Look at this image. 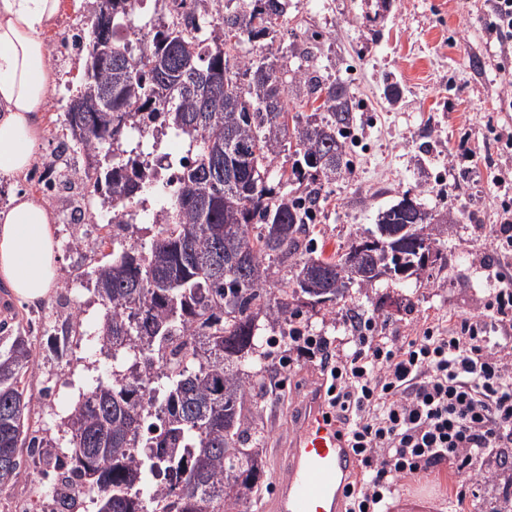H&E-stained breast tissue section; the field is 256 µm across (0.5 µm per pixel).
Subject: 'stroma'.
Segmentation results:
<instances>
[{"label": "stroma", "instance_id": "stroma-1", "mask_svg": "<svg viewBox=\"0 0 512 512\" xmlns=\"http://www.w3.org/2000/svg\"><path fill=\"white\" fill-rule=\"evenodd\" d=\"M88 0H62L56 22L44 34L56 73L50 105L39 126L38 159L16 185L0 183V206L18 189L44 199L53 212L68 197L46 191L40 175L55 165L57 144L66 137L64 105L76 94L86 54L74 35L89 31ZM485 0H298L278 26V43L300 44L319 33L316 64L325 76L349 81L362 106L357 114V160L330 185L317 239L325 254L344 248L356 232L371 228L378 211L411 195L425 205L433 222L447 227L437 261L420 276L381 278L368 292H352L346 302L303 307L301 328L336 346L350 338L351 321L373 317L381 336H415L428 324L447 325L486 317L494 336H512V311L486 315L484 305L512 273V252L494 244L505 219L512 218V54L488 40ZM484 62L472 70L471 58ZM398 87L399 97L388 96ZM58 285L51 296L30 303L0 286V322L23 327L36 339L38 378L33 391L41 405L34 416L42 436L61 448L68 437L61 426L79 393L106 379L112 360L88 340L65 348L52 338L54 326L80 311L83 328L94 332L104 308L89 275L106 261L111 247L91 243L78 252L68 247L70 224L56 222ZM411 299L403 311L390 299ZM262 411L263 446L269 470H276L288 448L291 420L307 391L320 387L319 366L283 367L280 356ZM496 481L483 484L479 497L447 465L403 480L388 501L390 512H499L504 506L503 474L512 472V451L496 463ZM50 466L32 479L0 488V512H26L51 484Z\"/></svg>", "mask_w": 512, "mask_h": 512}]
</instances>
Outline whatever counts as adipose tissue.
Wrapping results in <instances>:
<instances>
[{
  "mask_svg": "<svg viewBox=\"0 0 512 512\" xmlns=\"http://www.w3.org/2000/svg\"><path fill=\"white\" fill-rule=\"evenodd\" d=\"M60 0H0V181L23 175L38 147L39 114L55 80L43 38ZM54 216L41 200L13 196L0 209V280L15 295L45 300L57 283Z\"/></svg>",
  "mask_w": 512,
  "mask_h": 512,
  "instance_id": "adipose-tissue-1",
  "label": "adipose tissue"
}]
</instances>
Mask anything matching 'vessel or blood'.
<instances>
[{"label":"vessel or blood","mask_w":512,"mask_h":512,"mask_svg":"<svg viewBox=\"0 0 512 512\" xmlns=\"http://www.w3.org/2000/svg\"><path fill=\"white\" fill-rule=\"evenodd\" d=\"M356 466L323 392L309 393L295 419L287 460L275 473L271 512H339L341 482Z\"/></svg>","instance_id":"1"}]
</instances>
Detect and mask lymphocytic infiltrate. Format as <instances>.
I'll list each match as a JSON object with an SVG mask.
<instances>
[{
    "label": "lymphocytic infiltrate",
    "instance_id": "lymphocytic-infiltrate-1",
    "mask_svg": "<svg viewBox=\"0 0 512 512\" xmlns=\"http://www.w3.org/2000/svg\"><path fill=\"white\" fill-rule=\"evenodd\" d=\"M360 321L350 345L292 336L297 358L319 360L327 402L360 466L346 484L347 512H383L397 485L441 463L462 473L512 447V343L483 320L382 337Z\"/></svg>",
    "mask_w": 512,
    "mask_h": 512
}]
</instances>
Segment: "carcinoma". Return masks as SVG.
<instances>
[{
	"label": "carcinoma",
	"mask_w": 512,
	"mask_h": 512,
	"mask_svg": "<svg viewBox=\"0 0 512 512\" xmlns=\"http://www.w3.org/2000/svg\"><path fill=\"white\" fill-rule=\"evenodd\" d=\"M98 2L86 53L104 35L112 48L66 105L70 143L87 164L65 178L112 198L119 230L135 199L153 190L157 232L93 270L105 314L91 341L112 357V374L62 419L65 458L30 425L40 404L28 391L30 337L19 329L0 349V483L29 474L26 455L54 462L59 507L48 512H68V495L85 490L95 512H230L257 495L265 475L260 416L244 408L273 368L272 334L299 332L303 295L334 305L351 285L390 271L420 275L438 255L437 229L405 195L378 212L376 230L323 255L314 224L326 188L353 165L354 94L325 78L308 47L291 43L271 58L239 52L244 42L264 48L291 0H212L208 31L206 0H177L172 19L145 28L134 50L119 33L134 0H112L109 17ZM290 58L299 60L291 71ZM290 96L316 107L290 117ZM157 123L189 142L173 182L144 170L137 147L120 149ZM292 140L291 170L273 186L269 168ZM282 266L295 271L296 288L273 292L267 284Z\"/></svg>",
	"instance_id": "cac0c4a2"
}]
</instances>
